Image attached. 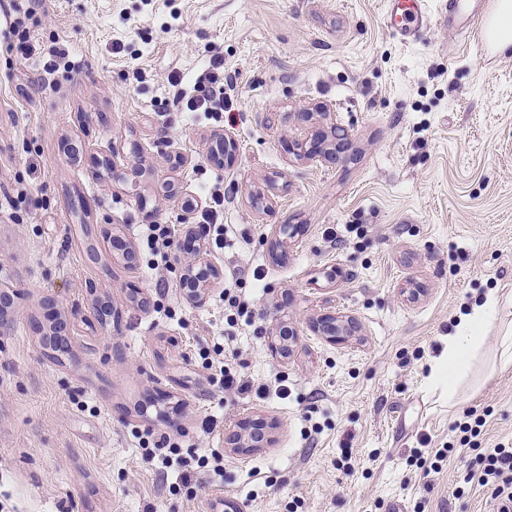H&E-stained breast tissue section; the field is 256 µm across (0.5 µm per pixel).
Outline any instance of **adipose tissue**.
I'll return each instance as SVG.
<instances>
[{"label": "adipose tissue", "mask_w": 512, "mask_h": 512, "mask_svg": "<svg viewBox=\"0 0 512 512\" xmlns=\"http://www.w3.org/2000/svg\"><path fill=\"white\" fill-rule=\"evenodd\" d=\"M502 297L498 292L485 294L483 300L472 306L460 318L446 341V350L435 360L431 373L436 384L448 390L449 401H456L458 388L466 377L473 359L484 349L487 334L500 308Z\"/></svg>", "instance_id": "adipose-tissue-1"}]
</instances>
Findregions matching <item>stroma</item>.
Wrapping results in <instances>:
<instances>
[{
	"label": "stroma",
	"mask_w": 512,
	"mask_h": 512,
	"mask_svg": "<svg viewBox=\"0 0 512 512\" xmlns=\"http://www.w3.org/2000/svg\"><path fill=\"white\" fill-rule=\"evenodd\" d=\"M387 2L46 0L45 17L23 20L0 0V32L22 20L36 47L26 60L0 48V286L13 296L0 512H490L488 489L463 481L475 453L458 425L474 410L482 445L512 441V369L494 368L512 305L456 405L430 367L481 296L512 294V49L483 54L435 22L403 42ZM57 38L73 70L52 85ZM216 53L232 77L222 118L178 111L168 75L191 89ZM333 126L335 156L290 151ZM218 134L238 145L231 165L208 157ZM218 182L220 248L195 217ZM155 223L220 268L205 305L175 301L189 254L160 290L141 251L113 249V234L133 244ZM283 224L300 232L275 260ZM254 268L261 280L241 288L255 322L226 333L224 281ZM47 299L81 316L60 362L34 327ZM329 314L356 335L328 342L314 323ZM283 319L297 340L280 358L269 342ZM217 344L256 382L285 378L287 397L225 396L198 356ZM254 415L276 423L275 442L237 453L236 424ZM148 429L223 452V475L183 485L173 471L163 490L140 459ZM424 438L448 451L439 470L407 463Z\"/></svg>",
	"instance_id": "stroma-1"
}]
</instances>
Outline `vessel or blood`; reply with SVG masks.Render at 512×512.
I'll return each instance as SVG.
<instances>
[{
    "instance_id": "vessel-or-blood-1",
    "label": "vessel or blood",
    "mask_w": 512,
    "mask_h": 512,
    "mask_svg": "<svg viewBox=\"0 0 512 512\" xmlns=\"http://www.w3.org/2000/svg\"><path fill=\"white\" fill-rule=\"evenodd\" d=\"M491 0H448L433 5L432 0H391L387 19L404 42L417 41L431 21H439L487 46Z\"/></svg>"
}]
</instances>
